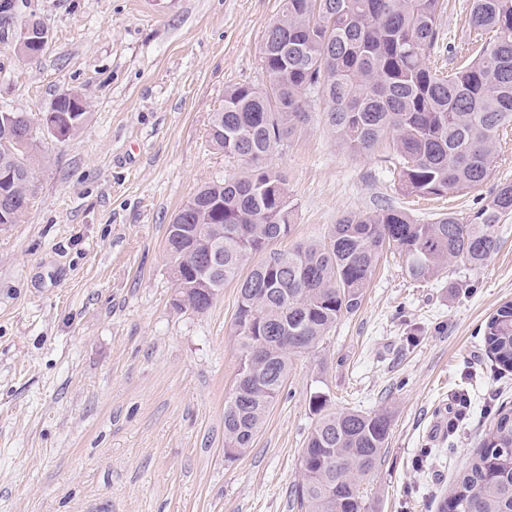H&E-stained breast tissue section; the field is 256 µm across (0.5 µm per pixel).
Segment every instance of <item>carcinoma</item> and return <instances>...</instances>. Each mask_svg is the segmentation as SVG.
Returning <instances> with one entry per match:
<instances>
[{
	"instance_id": "obj_1",
	"label": "carcinoma",
	"mask_w": 512,
	"mask_h": 512,
	"mask_svg": "<svg viewBox=\"0 0 512 512\" xmlns=\"http://www.w3.org/2000/svg\"><path fill=\"white\" fill-rule=\"evenodd\" d=\"M445 0H283L264 33L262 69L270 85L224 91L209 138L244 169L203 186L168 226L174 305L204 312L239 281L235 336L239 368L224 404V447H252L288 377L291 356L309 352L344 315L361 306L380 254L393 248L414 281L439 278L451 266L482 268L498 248L496 226L512 213V184L498 187L468 218L448 212L420 223L383 206L350 213L327 237L288 250L269 246L291 231L294 206L285 177L269 164L309 120L311 97L326 103L325 125L343 148L369 153L391 137L398 181L410 195L476 189L491 176L492 155L512 141V0H471L468 35L451 67H438L439 16ZM75 113L69 137L83 127L87 103L55 98ZM18 141L0 143V185L12 215L27 208L33 179L31 122ZM267 253L245 278L252 255ZM490 360L512 369V302L483 329ZM261 347L262 364L248 358ZM327 394L310 395L317 419L301 456L294 497L300 512H370L361 486L387 448L386 411L330 410ZM442 512H512V408L502 407L449 489Z\"/></svg>"
}]
</instances>
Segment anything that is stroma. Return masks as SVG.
Here are the masks:
<instances>
[{
  "instance_id": "stroma-1",
  "label": "stroma",
  "mask_w": 512,
  "mask_h": 512,
  "mask_svg": "<svg viewBox=\"0 0 512 512\" xmlns=\"http://www.w3.org/2000/svg\"><path fill=\"white\" fill-rule=\"evenodd\" d=\"M283 0H14L51 31L26 60L0 32V110L28 113L37 161L28 209L0 224V512H298L315 416L388 410V446L365 485L372 512H439L444 492L512 407V372L491 368L481 327L512 302V214L477 270L418 283L382 258L360 308L292 358L252 448L224 456L235 383L238 285L201 313L175 306L166 249L174 215L206 183L240 171L209 144L225 88L263 86L262 37ZM89 106L58 140L43 115L59 94ZM323 102L271 164L295 206L283 250L384 205L422 222L476 212L512 184V143L490 179L443 199L400 188L390 141L338 146ZM466 419L439 433L453 398Z\"/></svg>"
}]
</instances>
